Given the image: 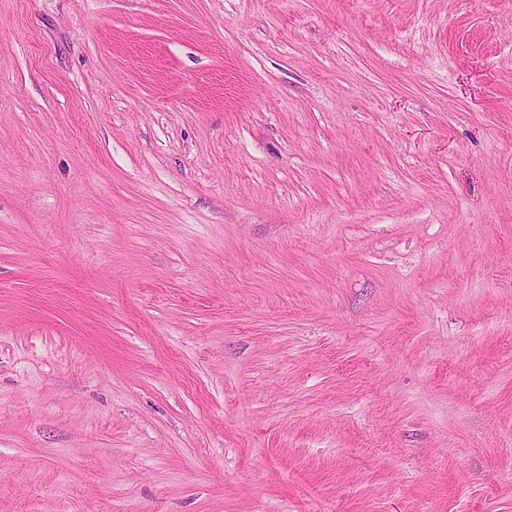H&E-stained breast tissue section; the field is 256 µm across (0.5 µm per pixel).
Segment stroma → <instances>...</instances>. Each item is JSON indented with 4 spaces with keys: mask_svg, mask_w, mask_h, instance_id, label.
Masks as SVG:
<instances>
[{
    "mask_svg": "<svg viewBox=\"0 0 512 512\" xmlns=\"http://www.w3.org/2000/svg\"><path fill=\"white\" fill-rule=\"evenodd\" d=\"M0 512H512V0H0Z\"/></svg>",
    "mask_w": 512,
    "mask_h": 512,
    "instance_id": "stroma-1",
    "label": "stroma"
}]
</instances>
